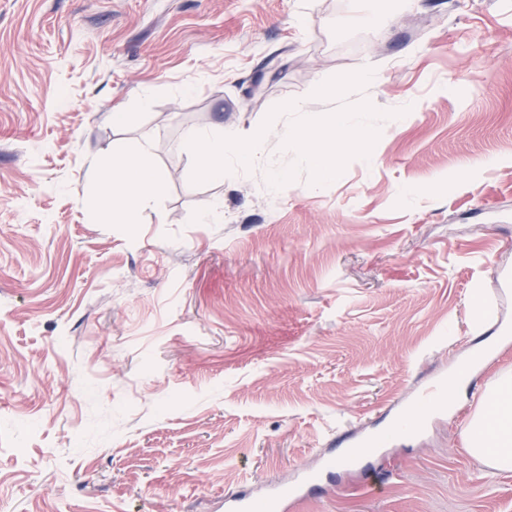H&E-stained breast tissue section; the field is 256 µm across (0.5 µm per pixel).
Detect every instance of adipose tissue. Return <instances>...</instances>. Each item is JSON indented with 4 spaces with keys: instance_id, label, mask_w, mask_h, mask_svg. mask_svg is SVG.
<instances>
[{
    "instance_id": "ef3b65f1",
    "label": "adipose tissue",
    "mask_w": 512,
    "mask_h": 512,
    "mask_svg": "<svg viewBox=\"0 0 512 512\" xmlns=\"http://www.w3.org/2000/svg\"><path fill=\"white\" fill-rule=\"evenodd\" d=\"M112 175L100 187V220L132 224L164 190V177L152 162V145L139 142L132 151L112 156ZM463 445L480 466L512 471V374L496 373L488 385L481 410L471 418Z\"/></svg>"
}]
</instances>
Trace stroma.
Segmentation results:
<instances>
[{"instance_id": "1", "label": "stroma", "mask_w": 512, "mask_h": 512, "mask_svg": "<svg viewBox=\"0 0 512 512\" xmlns=\"http://www.w3.org/2000/svg\"><path fill=\"white\" fill-rule=\"evenodd\" d=\"M371 65L346 100L388 114L373 162L275 199L295 154L269 132L261 164L192 184L186 129L330 113L316 80ZM143 140L164 193L99 221ZM503 271L512 0H0V512H220L309 467L297 512H512V471L462 444L467 386L416 438L323 466L512 323Z\"/></svg>"}]
</instances>
